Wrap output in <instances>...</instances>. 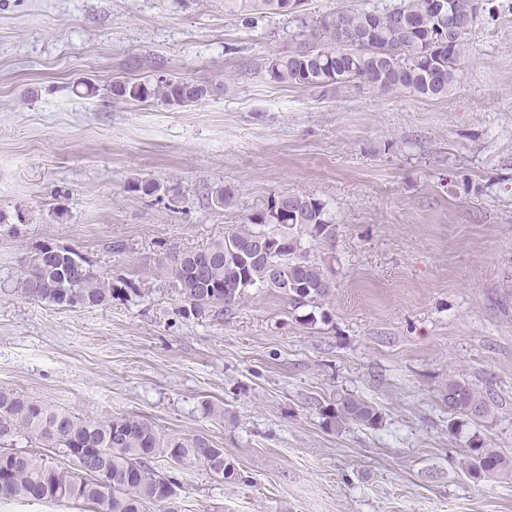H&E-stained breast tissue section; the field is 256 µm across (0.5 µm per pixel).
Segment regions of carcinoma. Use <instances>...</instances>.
I'll list each match as a JSON object with an SVG mask.
<instances>
[{"instance_id": "obj_1", "label": "carcinoma", "mask_w": 512, "mask_h": 512, "mask_svg": "<svg viewBox=\"0 0 512 512\" xmlns=\"http://www.w3.org/2000/svg\"><path fill=\"white\" fill-rule=\"evenodd\" d=\"M441 17L432 0H400L383 9L326 14L305 30L303 45L271 58L266 74L279 84L326 87L358 81L382 90L443 96L457 78L458 60L467 33L448 40V21L465 18L474 0H445ZM293 0H224V12L246 24L256 14L286 15ZM112 95L145 102L160 97L178 107L202 100L206 86L183 77L155 81L112 80ZM330 236L323 203L303 194H282L248 217L221 241L194 251L175 253L162 268L170 274L180 298L191 308H211L222 316L248 288L279 293L295 309L328 294L323 264L304 249L300 233ZM273 239L280 261L279 277L254 258L255 241ZM26 271L13 292L29 301L59 307H104L121 289L103 279L76 251L40 247L24 261ZM451 414L476 425L489 420L494 397L469 384L448 380L441 394ZM328 422L374 427L380 414L368 403L341 395L324 410ZM23 438L29 445L17 446ZM61 454L71 467H58ZM467 472L474 479L512 473V458L475 434L466 450ZM166 458L182 467L202 466L225 482L236 479L234 463L224 449L202 435L161 437L136 415L81 417L50 403L0 388V499L74 503L88 512H186L174 472L157 470Z\"/></svg>"}]
</instances>
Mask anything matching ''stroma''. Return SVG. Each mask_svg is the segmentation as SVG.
<instances>
[{"label":"stroma","mask_w":512,"mask_h":512,"mask_svg":"<svg viewBox=\"0 0 512 512\" xmlns=\"http://www.w3.org/2000/svg\"><path fill=\"white\" fill-rule=\"evenodd\" d=\"M397 2L304 0L245 26L224 0H0V387L209 438L242 479L186 470L192 512H512V474L475 480L465 456L476 432L512 456V0L468 35L445 97L265 72L302 21ZM171 75L210 92L184 108L110 92ZM286 192L334 226L303 238L328 296L295 309L251 288L224 316L191 311L167 256ZM45 245L129 293L9 295ZM452 379L493 394L492 421L449 413ZM340 394L378 426L327 422Z\"/></svg>","instance_id":"35a3bbf8"}]
</instances>
